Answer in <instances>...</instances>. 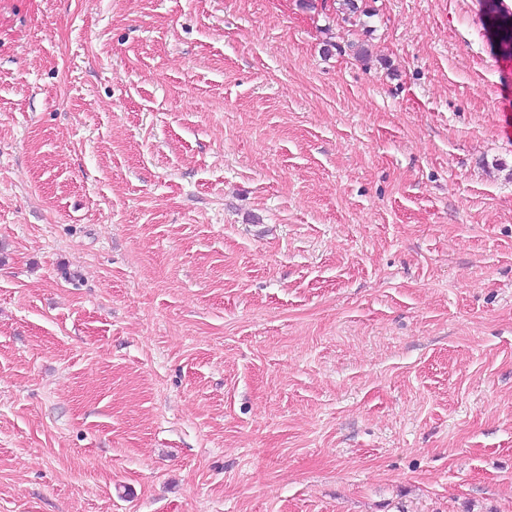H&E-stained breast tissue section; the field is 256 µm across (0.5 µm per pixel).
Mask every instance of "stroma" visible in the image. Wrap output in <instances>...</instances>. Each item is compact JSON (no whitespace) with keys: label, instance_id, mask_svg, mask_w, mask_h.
<instances>
[{"label":"stroma","instance_id":"stroma-1","mask_svg":"<svg viewBox=\"0 0 512 512\" xmlns=\"http://www.w3.org/2000/svg\"><path fill=\"white\" fill-rule=\"evenodd\" d=\"M0 0V512H512V0Z\"/></svg>","mask_w":512,"mask_h":512}]
</instances>
